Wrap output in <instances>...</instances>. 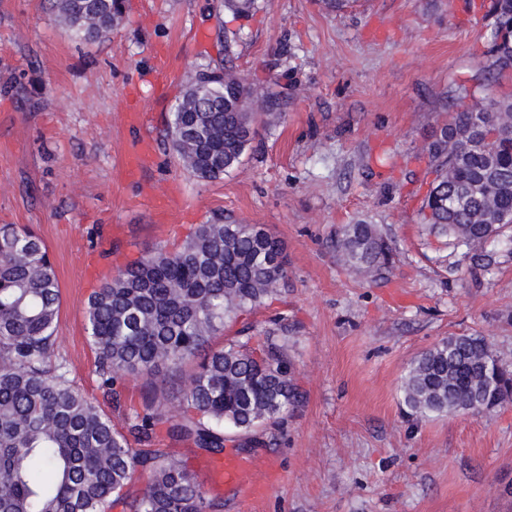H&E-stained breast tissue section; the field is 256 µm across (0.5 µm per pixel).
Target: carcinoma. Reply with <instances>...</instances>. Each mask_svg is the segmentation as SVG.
<instances>
[{
	"mask_svg": "<svg viewBox=\"0 0 512 512\" xmlns=\"http://www.w3.org/2000/svg\"><path fill=\"white\" fill-rule=\"evenodd\" d=\"M85 42L112 31L120 0H54ZM256 0H224L247 17ZM491 38L479 49L496 79L512 75V0H492ZM224 61L196 70L173 113L172 154L200 181L221 179L243 161L257 126L282 115L283 95L260 92ZM479 80L454 89L455 103L427 148L434 175L423 221L436 237L493 262L487 245L512 230V93L488 96ZM336 255L370 281H385L396 248L377 224H341ZM288 274L285 243L260 224H199L174 250L158 248L119 265L88 298L86 330L103 396L128 400L143 381L126 430L53 363L60 289L47 246L26 226L0 227V512H213L218 507L185 461L130 438L170 439L210 457L263 445V432L300 403L285 343L250 327L209 343L216 332L278 299ZM179 377L172 395L166 374ZM399 391L419 419L479 414L512 400V370L483 336H448L405 368ZM138 472L145 489L132 495Z\"/></svg>",
	"mask_w": 512,
	"mask_h": 512,
	"instance_id": "cac0c4a2",
	"label": "carcinoma"
}]
</instances>
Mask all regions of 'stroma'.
Returning a JSON list of instances; mask_svg holds the SVG:
<instances>
[{"instance_id": "35a3bbf8", "label": "stroma", "mask_w": 512, "mask_h": 512, "mask_svg": "<svg viewBox=\"0 0 512 512\" xmlns=\"http://www.w3.org/2000/svg\"><path fill=\"white\" fill-rule=\"evenodd\" d=\"M489 0H258L235 19L221 0H124L112 32L76 40L51 0H0V225L46 244L61 308L56 357L101 398L86 331L89 295L121 265L174 248L214 217L262 224L287 246L277 301L242 318L287 337L304 393L271 445L235 448L244 490L217 512H512V402L409 421L398 379L442 338L477 334L512 363V247L494 262L430 237L419 210L426 147L454 81L483 74L473 54ZM281 92L283 117L244 162L201 182L166 131L195 69L222 59ZM143 115L139 127L128 114ZM140 138L147 164L128 174ZM382 225L397 249L389 281L345 268L337 225Z\"/></svg>"}]
</instances>
